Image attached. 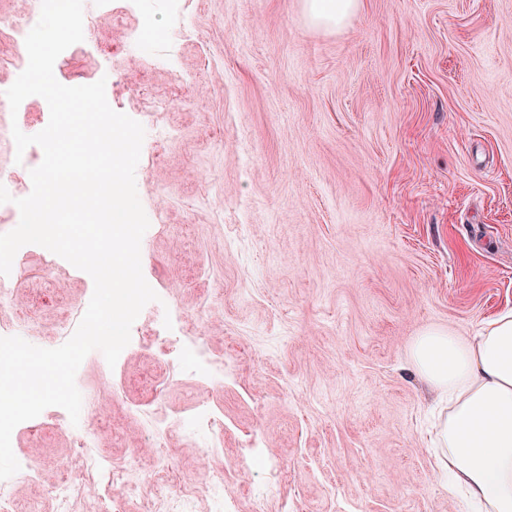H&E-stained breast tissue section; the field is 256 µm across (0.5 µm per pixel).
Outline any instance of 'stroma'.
<instances>
[{"label":"stroma","instance_id":"1","mask_svg":"<svg viewBox=\"0 0 512 512\" xmlns=\"http://www.w3.org/2000/svg\"><path fill=\"white\" fill-rule=\"evenodd\" d=\"M54 75L111 77L112 109L145 129L141 265L160 299L142 342L111 368L90 352L78 377L110 415L106 463L166 456L195 512H216L203 448L172 427L158 449L146 416L199 401L224 414L235 512H465L435 472L432 395L407 356L425 328L471 336L512 308V0H362L341 29L312 26L303 0H111ZM159 126L175 134L162 148ZM25 265L50 267V299L23 324L21 293L0 324L59 347L93 280L41 246ZM168 314L214 360L239 352L223 385L176 378L152 398L149 336ZM58 412L41 437L16 431L40 476L12 486L15 512H56L47 485L81 474ZM252 438L271 458L245 471Z\"/></svg>","mask_w":512,"mask_h":512}]
</instances>
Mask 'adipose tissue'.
<instances>
[{"instance_id":"ef3b65f1","label":"adipose tissue","mask_w":512,"mask_h":512,"mask_svg":"<svg viewBox=\"0 0 512 512\" xmlns=\"http://www.w3.org/2000/svg\"><path fill=\"white\" fill-rule=\"evenodd\" d=\"M362 0H304L309 21L340 28ZM415 373L441 405L432 445L435 470L469 512H512V309L476 336L429 328L408 350Z\"/></svg>"}]
</instances>
